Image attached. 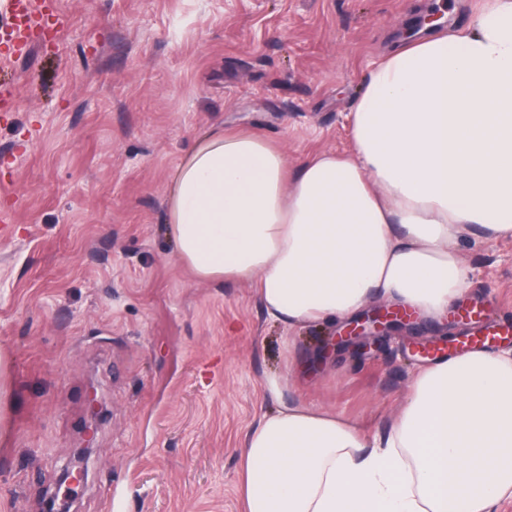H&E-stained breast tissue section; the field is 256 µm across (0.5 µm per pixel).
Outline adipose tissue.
<instances>
[{
	"label": "adipose tissue",
	"instance_id": "ef3b65f1",
	"mask_svg": "<svg viewBox=\"0 0 512 512\" xmlns=\"http://www.w3.org/2000/svg\"><path fill=\"white\" fill-rule=\"evenodd\" d=\"M353 154L290 166L263 136L213 126L168 176L165 228L198 282L252 283L288 329L381 299L437 317L462 297L461 234L512 236V0L414 40L369 72ZM279 398L245 439L242 512H498L512 500V349L421 369L389 431Z\"/></svg>",
	"mask_w": 512,
	"mask_h": 512
}]
</instances>
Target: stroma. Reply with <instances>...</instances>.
<instances>
[{"mask_svg":"<svg viewBox=\"0 0 512 512\" xmlns=\"http://www.w3.org/2000/svg\"><path fill=\"white\" fill-rule=\"evenodd\" d=\"M31 50L0 43V351L13 413L0 512H40L107 406L76 512H241L247 433L293 396L384 433L413 374L405 333L360 359L338 326L289 333L249 283L196 282L166 236L168 175L213 125L290 165L354 150L365 75L437 0H51ZM465 304L512 323V237H463Z\"/></svg>","mask_w":512,"mask_h":512,"instance_id":"obj_1","label":"stroma"}]
</instances>
